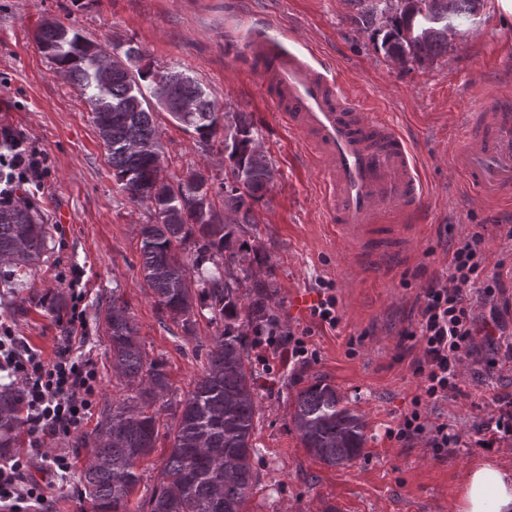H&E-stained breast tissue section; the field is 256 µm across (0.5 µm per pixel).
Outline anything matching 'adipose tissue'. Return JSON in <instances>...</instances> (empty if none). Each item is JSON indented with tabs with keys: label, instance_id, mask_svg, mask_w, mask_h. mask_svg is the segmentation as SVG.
<instances>
[{
	"label": "adipose tissue",
	"instance_id": "ef3b65f1",
	"mask_svg": "<svg viewBox=\"0 0 512 512\" xmlns=\"http://www.w3.org/2000/svg\"><path fill=\"white\" fill-rule=\"evenodd\" d=\"M461 512H512V469L486 462L465 480Z\"/></svg>",
	"mask_w": 512,
	"mask_h": 512
}]
</instances>
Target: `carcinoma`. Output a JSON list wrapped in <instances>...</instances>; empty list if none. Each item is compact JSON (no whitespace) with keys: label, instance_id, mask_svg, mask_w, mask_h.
I'll return each instance as SVG.
<instances>
[{"label":"carcinoma","instance_id":"cac0c4a2","mask_svg":"<svg viewBox=\"0 0 512 512\" xmlns=\"http://www.w3.org/2000/svg\"><path fill=\"white\" fill-rule=\"evenodd\" d=\"M476 0H368L367 27L383 22L382 49L394 62L431 63L448 52V30L473 17ZM41 53L93 104L92 119L105 132L108 164L115 182L135 205H145L155 221L140 227L144 279L160 309L185 331L195 325V296L208 302L212 319L224 321L213 339L207 366L176 406L169 454L143 512H241L255 483L252 443L257 414L254 371L238 322L267 315L264 285L255 279L252 248L240 241L257 223L255 206L265 197L273 163L263 150L258 127L245 112H219L199 83L186 73L140 66V52L112 47V70L103 75L96 56L104 52L79 32L56 21L38 29ZM179 87L192 103L170 117L193 129L203 152L224 150V215L213 207V184L201 171L186 170L171 185L158 179L159 131L150 99L158 93L155 77ZM28 198L0 205V263L11 276L35 265L46 249L47 231L37 222ZM196 256L187 262L175 244L192 238ZM251 300L245 304L244 300ZM105 326L112 372L132 395L108 406L94 431L84 436L92 455L77 491L90 512H126L141 482L138 462L155 448L156 414L147 410L164 398L169 381L161 364L146 359L128 315L127 303L112 289L105 301ZM18 392L0 386V453L15 447L21 428ZM309 452L329 466L358 459L366 443L363 419L336 388L315 382L301 389L291 415Z\"/></svg>","mask_w":512,"mask_h":512}]
</instances>
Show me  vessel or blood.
Returning a JSON list of instances; mask_svg holds the SVG:
<instances>
[{"label":"vessel or blood","instance_id":"vessel-or-blood-1","mask_svg":"<svg viewBox=\"0 0 512 512\" xmlns=\"http://www.w3.org/2000/svg\"><path fill=\"white\" fill-rule=\"evenodd\" d=\"M251 52L265 63L280 118L328 170L327 230L337 245L378 252L393 239L410 248L427 186L408 138L367 118L328 60L282 52L275 38ZM452 164L468 189L512 203V100L493 94L481 100Z\"/></svg>","mask_w":512,"mask_h":512}]
</instances>
